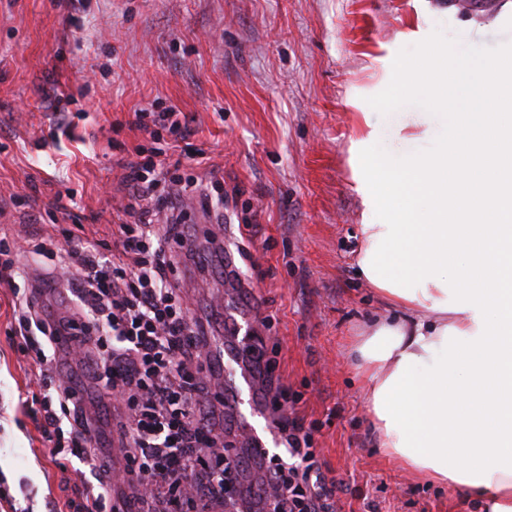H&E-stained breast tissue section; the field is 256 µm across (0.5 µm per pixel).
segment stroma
<instances>
[{"label": "stroma", "instance_id": "obj_1", "mask_svg": "<svg viewBox=\"0 0 512 512\" xmlns=\"http://www.w3.org/2000/svg\"><path fill=\"white\" fill-rule=\"evenodd\" d=\"M508 0H0V226L52 234L73 191L85 234L110 235L126 195L115 163L142 140L129 113L170 105L194 117L201 185L224 183V275L179 269L195 315L254 330L319 427L320 459L341 481L340 512H483L410 478L377 449L357 378L356 339L386 315L356 264L362 198L352 140L367 125L393 146L390 108L425 112L397 87L430 51L481 68L512 48ZM59 101L72 137L46 138ZM29 202H21V195ZM252 225V244L239 227ZM0 293V488L30 512L65 505L82 483L49 458L18 404L39 371L4 334ZM273 316L272 327L258 317Z\"/></svg>", "mask_w": 512, "mask_h": 512}]
</instances>
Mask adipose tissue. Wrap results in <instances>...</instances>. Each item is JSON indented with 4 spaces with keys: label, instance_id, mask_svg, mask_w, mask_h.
<instances>
[{
    "label": "adipose tissue",
    "instance_id": "adipose-tissue-1",
    "mask_svg": "<svg viewBox=\"0 0 512 512\" xmlns=\"http://www.w3.org/2000/svg\"><path fill=\"white\" fill-rule=\"evenodd\" d=\"M431 112L398 130L443 127L438 151L351 144L362 164L358 267L408 319L375 322L359 347L378 446L410 475L512 512V82L493 64L466 112L445 106L459 72L431 55Z\"/></svg>",
    "mask_w": 512,
    "mask_h": 512
}]
</instances>
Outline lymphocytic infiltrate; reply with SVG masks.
<instances>
[{
    "instance_id": "1",
    "label": "lymphocytic infiltrate",
    "mask_w": 512,
    "mask_h": 512,
    "mask_svg": "<svg viewBox=\"0 0 512 512\" xmlns=\"http://www.w3.org/2000/svg\"><path fill=\"white\" fill-rule=\"evenodd\" d=\"M191 122L173 107L129 114L126 127L149 143L118 161L127 220L111 240L82 236L77 217L56 235L0 230V288L13 306L5 334L41 375L22 407L59 469L89 470L70 512H214L227 502L232 512H336L341 483L323 469L315 424L293 405L264 341L251 360L286 456L237 449L232 420L214 422L229 408L214 385L224 366L177 279L198 260L197 228L181 207L198 179L167 164V137L187 138ZM59 288L69 307L53 313L43 297ZM104 421L120 443L118 469L102 452Z\"/></svg>"
}]
</instances>
